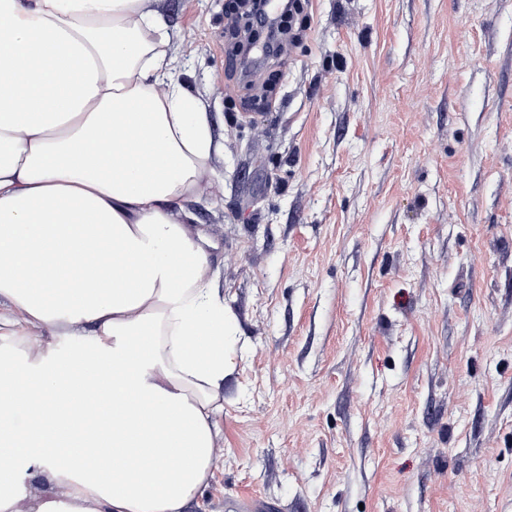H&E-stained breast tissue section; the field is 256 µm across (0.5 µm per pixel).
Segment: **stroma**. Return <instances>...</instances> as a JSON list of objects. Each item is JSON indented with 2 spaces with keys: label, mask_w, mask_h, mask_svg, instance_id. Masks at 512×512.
<instances>
[{
  "label": "stroma",
  "mask_w": 512,
  "mask_h": 512,
  "mask_svg": "<svg viewBox=\"0 0 512 512\" xmlns=\"http://www.w3.org/2000/svg\"><path fill=\"white\" fill-rule=\"evenodd\" d=\"M229 0H146L213 142L173 201L236 327L185 512H512V0H309L272 107Z\"/></svg>",
  "instance_id": "obj_1"
}]
</instances>
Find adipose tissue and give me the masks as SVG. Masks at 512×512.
Here are the masks:
<instances>
[{
    "label": "adipose tissue",
    "instance_id": "1",
    "mask_svg": "<svg viewBox=\"0 0 512 512\" xmlns=\"http://www.w3.org/2000/svg\"><path fill=\"white\" fill-rule=\"evenodd\" d=\"M143 2L0 0V338L82 342L0 354V395L41 401L0 411V512L31 474L61 487L31 512H183L216 469L235 327L211 241L169 209L212 142Z\"/></svg>",
    "mask_w": 512,
    "mask_h": 512
}]
</instances>
